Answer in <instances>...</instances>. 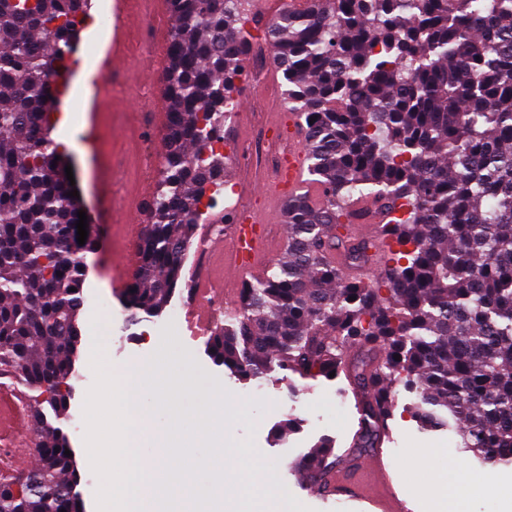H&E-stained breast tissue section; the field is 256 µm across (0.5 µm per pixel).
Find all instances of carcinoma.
I'll return each instance as SVG.
<instances>
[{"mask_svg": "<svg viewBox=\"0 0 512 512\" xmlns=\"http://www.w3.org/2000/svg\"><path fill=\"white\" fill-rule=\"evenodd\" d=\"M247 5L172 0L164 165L126 291L135 321L171 303L224 185L213 146L239 94ZM85 6L0 0V365L36 392L41 436L33 482L0 483V512H84L60 423L92 240L77 241L46 103L58 101L50 78L68 68ZM268 40L319 196H288L285 256L243 283L210 358L244 380L276 368L317 380L339 370L346 345L381 346L386 370L366 358L354 368L368 391L356 446L386 435L400 384L421 427L512 464V0H313L274 19ZM363 199L391 246L376 275L348 281L332 254L370 260L373 244L344 233ZM337 461L323 441L298 468L324 488Z\"/></svg>", "mask_w": 512, "mask_h": 512, "instance_id": "obj_1", "label": "carcinoma"}]
</instances>
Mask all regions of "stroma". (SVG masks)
I'll return each instance as SVG.
<instances>
[{"label":"stroma","instance_id":"obj_1","mask_svg":"<svg viewBox=\"0 0 512 512\" xmlns=\"http://www.w3.org/2000/svg\"><path fill=\"white\" fill-rule=\"evenodd\" d=\"M114 10L115 0H91L92 20L82 28L80 38L92 53L80 56L70 67L61 105L71 120L53 134L54 139L65 143L79 197L97 235L96 246L84 255L86 278L79 323L100 328L112 370L117 374L134 364L186 358L209 395L184 402V409L197 416L209 414L216 424L229 422L228 437L235 445L252 451L253 470L275 467L276 488L287 495L293 512H353V503L326 500L319 491L303 489L294 473L298 461L324 439L332 440L337 455L347 456V469L362 464V457L355 455L353 447L358 421L353 382L342 373L333 380L297 378L290 384L272 386L236 380L214 365L204 352L205 335L195 331L188 320L187 284L201 274L198 255L202 241H195L187 251L185 284L178 288L165 313L135 325L128 321L122 298L136 274L138 255L136 241L124 240L123 235L127 225L147 224V203L158 183L157 171L147 170L144 159L150 154L159 159L164 154L167 126L160 123L159 116L168 110L162 83L168 62L160 58L159 51L170 28L168 14L147 4L119 36L113 27L104 28L98 22L101 14ZM113 47L122 55L123 63L113 68L110 79L104 80L100 77L101 62ZM259 74L263 79L259 86L245 78L239 80L240 96L247 109L225 122V142L260 143L267 116L287 115L285 82L272 59H265ZM259 174V168L250 164L229 157L224 160L225 183L235 186L239 199L249 208L265 210L269 201L251 188ZM90 356V344H82L71 380L69 420L64 425L81 460L78 489L87 503L95 501L99 479L85 459L86 449L76 426L83 421V403L94 382ZM391 398L390 431L378 451L395 489L409 498L412 512H428L430 497L411 486L407 477L409 453L428 448L438 452L437 472L450 481L493 473V482L467 501L466 512H512V464L488 466L450 445L447 432L422 429L408 412L413 396L403 386L394 387ZM290 418L295 419L296 428L286 437L276 438L278 426ZM212 453V440L199 436L192 448V464L178 470L184 490L194 493L197 512H219L221 508L219 501L198 493L200 487L224 479L223 470L208 464Z\"/></svg>","mask_w":512,"mask_h":512}]
</instances>
